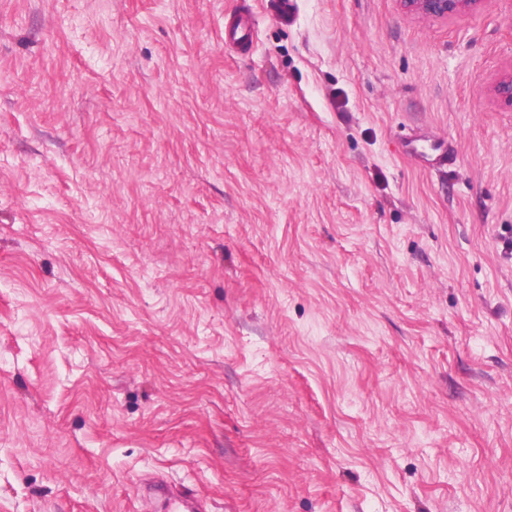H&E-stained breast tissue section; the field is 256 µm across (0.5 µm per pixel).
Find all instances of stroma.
I'll use <instances>...</instances> for the list:
<instances>
[{"instance_id":"35a3bbf8","label":"stroma","mask_w":512,"mask_h":512,"mask_svg":"<svg viewBox=\"0 0 512 512\" xmlns=\"http://www.w3.org/2000/svg\"><path fill=\"white\" fill-rule=\"evenodd\" d=\"M510 74L512 0H0V512H512ZM483 0H401L411 12L429 17H447L476 9Z\"/></svg>"}]
</instances>
